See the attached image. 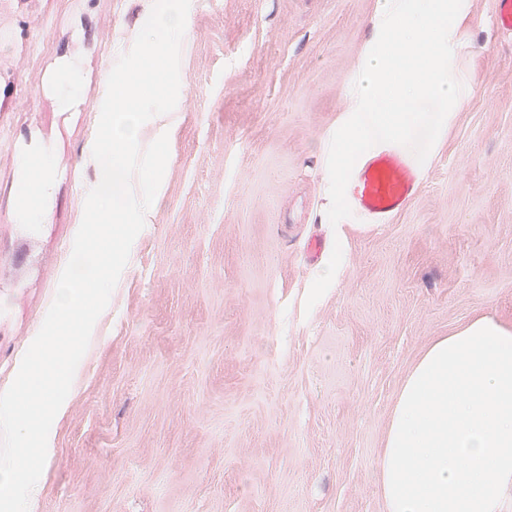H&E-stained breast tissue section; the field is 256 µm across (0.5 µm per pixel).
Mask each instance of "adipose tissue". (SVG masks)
Returning a JSON list of instances; mask_svg holds the SVG:
<instances>
[{
  "instance_id": "obj_1",
  "label": "adipose tissue",
  "mask_w": 512,
  "mask_h": 512,
  "mask_svg": "<svg viewBox=\"0 0 512 512\" xmlns=\"http://www.w3.org/2000/svg\"><path fill=\"white\" fill-rule=\"evenodd\" d=\"M378 483L385 512H503L512 501V327L437 337L402 383Z\"/></svg>"
}]
</instances>
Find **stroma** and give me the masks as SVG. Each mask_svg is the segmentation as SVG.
Returning <instances> with one entry per match:
<instances>
[{
    "label": "stroma",
    "mask_w": 512,
    "mask_h": 512,
    "mask_svg": "<svg viewBox=\"0 0 512 512\" xmlns=\"http://www.w3.org/2000/svg\"><path fill=\"white\" fill-rule=\"evenodd\" d=\"M153 0H0V393L55 298L100 177L106 58ZM378 0H191L166 192L96 321L35 512H385L398 390L436 337L512 326V38L468 0L462 109L389 223L327 219L331 134ZM76 61L77 103L55 68ZM48 150L40 223L18 163ZM342 256L317 285L311 237ZM36 153H38V155L41 157L43 164V176L41 185L36 175H32L30 177L29 187L27 188V190L17 195L15 198L16 209L22 211L34 203L39 191V199L36 206L23 215L24 219L26 220V223L28 224H37L41 220L42 211L48 199V189L51 182L49 176L50 164L48 155L42 152Z\"/></svg>",
    "instance_id": "stroma-1"
}]
</instances>
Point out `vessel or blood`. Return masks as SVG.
I'll list each match as a JSON object with an SVG mask.
<instances>
[{"label":"vessel or blood","mask_w":512,"mask_h":512,"mask_svg":"<svg viewBox=\"0 0 512 512\" xmlns=\"http://www.w3.org/2000/svg\"><path fill=\"white\" fill-rule=\"evenodd\" d=\"M420 186V168L403 150L391 146L354 167L346 197L369 222L382 223L400 212Z\"/></svg>","instance_id":"b4317fda"}]
</instances>
